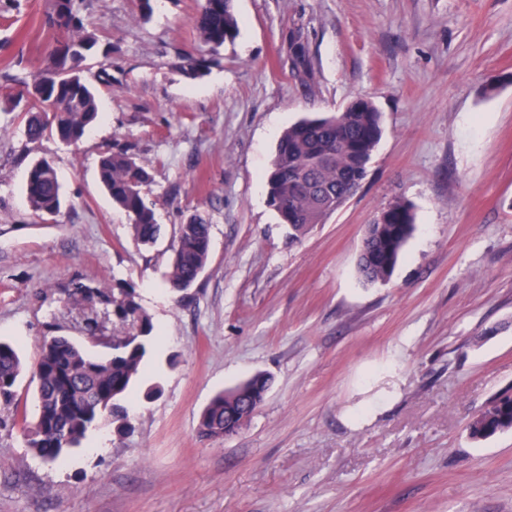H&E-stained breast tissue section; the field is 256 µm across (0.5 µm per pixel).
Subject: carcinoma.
<instances>
[{
	"label": "carcinoma",
	"instance_id": "cac0c4a2",
	"mask_svg": "<svg viewBox=\"0 0 512 512\" xmlns=\"http://www.w3.org/2000/svg\"><path fill=\"white\" fill-rule=\"evenodd\" d=\"M84 0H48L45 25L49 32L47 65L22 90L34 95L27 106L10 95L14 87L4 74L0 97L6 109L18 112L31 140L45 136L65 138L76 144L99 118L93 86L83 77L88 58L109 59L112 45L87 29L81 10ZM192 23L201 42L213 52L236 38L238 19L232 0H201ZM298 73L309 75L305 45L290 46ZM206 59L184 54L176 67L197 76ZM382 135V114L365 97L354 98L341 112L304 118L281 135L266 174L268 195L280 223L294 239L334 213L336 200L353 195L366 177ZM99 179L115 207L128 217L138 246L154 244L161 226L143 187L152 180L137 163L130 147H109L100 155ZM25 191L32 212L62 211L63 194L53 165L31 163ZM415 223L412 205L395 198L374 216L363 236L357 269L366 284L390 280ZM210 255V225L201 217L179 225L167 275L170 288L184 292L205 270ZM68 300L82 309V330L92 341L112 349L106 358H95L65 336H46L39 346L34 378L37 380V420L29 431L28 446L38 457L55 463L81 444L89 428L101 420L100 407L109 409L107 420L121 432L129 425L121 404L140 375L153 339V324L120 283L107 287L102 281H73ZM99 305L112 306L119 328L104 334L96 315ZM24 370L17 345L0 341V404H15L16 383ZM271 378L258 373L237 386L216 393L202 410L198 432L206 439L233 435L243 428L263 403ZM512 431V395L490 400L468 424L475 442Z\"/></svg>",
	"mask_w": 512,
	"mask_h": 512
}]
</instances>
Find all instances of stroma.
Returning <instances> with one entry per match:
<instances>
[{
    "instance_id": "obj_1",
    "label": "stroma",
    "mask_w": 512,
    "mask_h": 512,
    "mask_svg": "<svg viewBox=\"0 0 512 512\" xmlns=\"http://www.w3.org/2000/svg\"><path fill=\"white\" fill-rule=\"evenodd\" d=\"M46 0L0 19V72L31 81L47 54ZM112 44L84 75L101 117L76 145L28 140L0 112V340L26 369L0 405V512H512V432L473 442L470 420L512 393V0H233L234 42L204 76L199 0H85ZM301 32L313 68L288 44ZM492 93H484L485 85ZM368 97L383 133L360 189L300 241L270 207L282 131ZM131 146L163 235L137 246L98 178ZM52 161L68 200L51 222L28 205L29 163ZM415 231L390 282L363 284V228L392 197ZM210 225L209 265L166 285L173 233ZM74 279L127 283L155 326L131 431H90L50 464L27 444L43 337L86 342ZM258 373L273 384L235 435L200 439L211 397ZM157 387L145 399L148 387Z\"/></svg>"
}]
</instances>
